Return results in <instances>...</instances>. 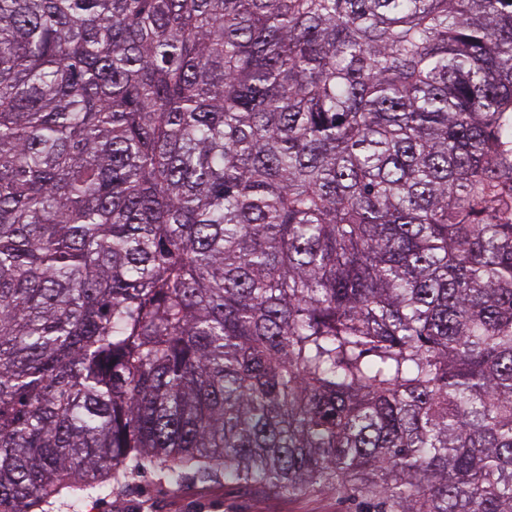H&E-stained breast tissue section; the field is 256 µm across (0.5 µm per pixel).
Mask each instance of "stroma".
Returning <instances> with one entry per match:
<instances>
[{
    "mask_svg": "<svg viewBox=\"0 0 512 512\" xmlns=\"http://www.w3.org/2000/svg\"><path fill=\"white\" fill-rule=\"evenodd\" d=\"M85 512H355V507L327 490L288 496L220 476L190 479L173 488L150 466L108 498L90 501Z\"/></svg>",
    "mask_w": 512,
    "mask_h": 512,
    "instance_id": "obj_1",
    "label": "stroma"
}]
</instances>
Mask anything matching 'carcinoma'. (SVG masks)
Here are the masks:
<instances>
[{"instance_id": "cac0c4a2", "label": "carcinoma", "mask_w": 512, "mask_h": 512, "mask_svg": "<svg viewBox=\"0 0 512 512\" xmlns=\"http://www.w3.org/2000/svg\"><path fill=\"white\" fill-rule=\"evenodd\" d=\"M144 460L512 512V0H0V512Z\"/></svg>"}]
</instances>
